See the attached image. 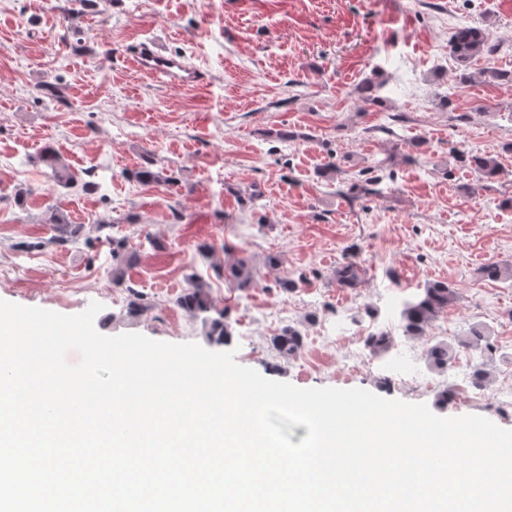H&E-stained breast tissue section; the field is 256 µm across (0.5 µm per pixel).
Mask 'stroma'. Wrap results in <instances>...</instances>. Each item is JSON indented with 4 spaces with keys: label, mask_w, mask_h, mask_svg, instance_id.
Masks as SVG:
<instances>
[{
    "label": "stroma",
    "mask_w": 512,
    "mask_h": 512,
    "mask_svg": "<svg viewBox=\"0 0 512 512\" xmlns=\"http://www.w3.org/2000/svg\"><path fill=\"white\" fill-rule=\"evenodd\" d=\"M465 23L495 48L460 84L448 41ZM149 39L203 84L133 74L129 51ZM495 70H512V0H0V300L61 314L95 301L104 335L231 350L299 388H362L512 429V408L488 396L512 382V86ZM47 146L70 187L46 174ZM458 150L496 156L498 176L478 180ZM146 164L163 182L132 178ZM362 172L376 192L349 201ZM56 216L80 225L77 241L56 244ZM351 256L365 276L337 287ZM242 257L257 272L243 290L224 277ZM489 263L507 276L484 279ZM285 275L301 278L294 293L276 288ZM194 280L228 310L225 341L178 305ZM437 281L454 302L402 335L403 303ZM288 323L303 343L283 357L272 338ZM474 326L496 347L486 386L443 399L469 356L437 371L426 350ZM371 329L390 332L386 354L364 348ZM396 360L413 382L393 380Z\"/></svg>",
    "instance_id": "obj_1"
}]
</instances>
